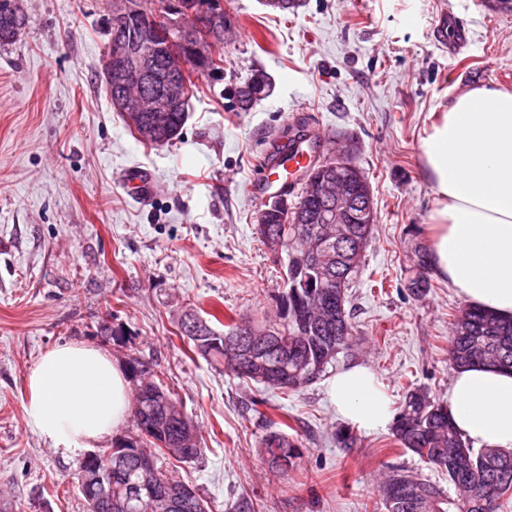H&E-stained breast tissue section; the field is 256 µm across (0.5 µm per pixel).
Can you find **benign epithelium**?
I'll use <instances>...</instances> for the list:
<instances>
[{
  "mask_svg": "<svg viewBox=\"0 0 512 512\" xmlns=\"http://www.w3.org/2000/svg\"><path fill=\"white\" fill-rule=\"evenodd\" d=\"M139 12L134 0H110L107 14L108 24L113 28V36L107 48L106 72L120 79L119 89L113 93L112 104L122 112L140 139L153 142L161 130L168 128L167 113L187 99V77L191 69L201 66L214 49L229 40L233 24L224 9L209 10L199 7L202 23L200 32L183 31L172 36L169 31L173 22L167 16L147 17L143 38L145 45L166 39L168 64L166 71L159 75L150 67L140 46L131 42L126 34V24ZM354 145L341 139L336 142L332 156L319 162L316 171L319 176L307 182V189L301 201L288 204L285 199L276 202V207L285 214H295L294 223H301L303 202L316 197L325 201V207L310 221L315 224H334L336 228L320 232L312 238L310 246L295 258L313 263L324 250L345 244L352 238L349 225L353 223L371 224L375 219L373 197L360 170L351 162ZM111 448L105 455L90 453L79 467L80 484L87 488L93 483L105 485L112 482ZM150 497L168 508L188 495V491H176L157 481L149 484Z\"/></svg>",
  "mask_w": 512,
  "mask_h": 512,
  "instance_id": "1",
  "label": "benign epithelium"
}]
</instances>
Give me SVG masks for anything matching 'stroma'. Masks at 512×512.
<instances>
[{
  "instance_id": "1",
  "label": "stroma",
  "mask_w": 512,
  "mask_h": 512,
  "mask_svg": "<svg viewBox=\"0 0 512 512\" xmlns=\"http://www.w3.org/2000/svg\"><path fill=\"white\" fill-rule=\"evenodd\" d=\"M32 18L0 46V495L13 512H86L83 452L56 450L27 423L26 380L39 356L86 344L118 365L153 364L197 428L202 452L161 467L196 488L212 512H382L379 481L413 470L441 488L448 476L396 444L390 428L343 422L324 381L283 395L243 382L189 349L178 331L186 304L201 315L274 319L287 256L260 242L253 188L258 162L297 130L352 139L376 210L348 310L355 361L372 368L398 409L408 388L444 400L450 323L464 301L447 280L415 296V253L430 248L434 192L421 137L430 115L479 87L512 90V11L487 0H303L282 14L261 0H224L236 26L220 76L196 85L180 136L136 140L105 91L108 38L102 0H25ZM453 14L469 44L450 54L433 35ZM263 72L269 94L236 111L230 88ZM148 171L142 202L121 185ZM299 456L272 472L262 438L276 424ZM124 182L132 189L136 190V196L142 201L149 199L153 192V178L148 173L130 169L124 174Z\"/></svg>"
}]
</instances>
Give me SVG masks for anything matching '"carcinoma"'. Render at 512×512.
Returning <instances> with one entry per match:
<instances>
[{
  "label": "carcinoma",
  "mask_w": 512,
  "mask_h": 512,
  "mask_svg": "<svg viewBox=\"0 0 512 512\" xmlns=\"http://www.w3.org/2000/svg\"><path fill=\"white\" fill-rule=\"evenodd\" d=\"M30 25V17L22 7V0H0V45H9ZM189 102H184L169 113V129L162 145L176 139L187 119ZM259 219L274 227L273 239L262 238L271 250L287 253L288 280L308 278L310 288H293L286 284L280 300L276 320L267 324L249 321L234 322L227 330L214 327L210 320L194 309L184 311L179 321V335L191 351L211 364L222 365L235 377L253 381L270 391L297 393L319 379L328 368L348 357L358 345L357 331L350 312L343 311L348 326L345 335H339L336 313L323 305L322 293L336 290V277L344 274L346 264L360 262L362 252L347 248L344 259H336V247L322 254L321 264L331 280L320 278L308 269L300 271L291 257L298 253L303 241L311 238L308 224H286L275 212L262 211ZM467 322L458 329L451 322L448 361L457 368L491 361L502 369L512 370V321L501 319L480 308L463 309ZM230 334L265 336L267 343L255 346L261 361L249 362L236 348L226 343ZM136 387L133 395V417L136 433L122 444L115 456L123 461L122 475L112 480V491L100 498L97 494H82L86 512H121L117 504L124 500L126 483L144 482L146 475L136 469L144 455L164 454L163 447L172 449L168 458L190 464L201 453L200 439L193 422L183 412L181 402L173 391L156 380L151 365L137 357L127 363ZM171 414L173 418L166 419ZM396 442L421 458V462L448 474V482L456 490V497L445 495L439 487L420 475L405 469H395L380 484L378 494L385 512H417L406 499L417 495L433 501L428 512H500L501 501L512 500V452L497 449H474L455 429L448 409L421 388L407 390L400 412L392 429ZM184 439L185 446L176 447ZM277 439L282 453L294 462L299 457L298 446L280 431H271L262 439L264 449L271 448V439ZM466 456L469 472H459L454 462L458 455ZM173 512H210L209 504L198 493L183 500Z\"/></svg>",
  "instance_id": "cac0c4a2"
}]
</instances>
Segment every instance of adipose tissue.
<instances>
[{
  "instance_id": "ef3b65f1",
  "label": "adipose tissue",
  "mask_w": 512,
  "mask_h": 512,
  "mask_svg": "<svg viewBox=\"0 0 512 512\" xmlns=\"http://www.w3.org/2000/svg\"><path fill=\"white\" fill-rule=\"evenodd\" d=\"M421 149L435 190V274L468 305L512 318V91L477 88L453 99L425 129ZM27 384L29 424L68 452L104 440L130 411L123 371L91 346L47 351ZM326 387L345 423L371 430L389 422V399L367 365L337 369ZM445 402L472 447L512 451V372L455 369Z\"/></svg>"
}]
</instances>
